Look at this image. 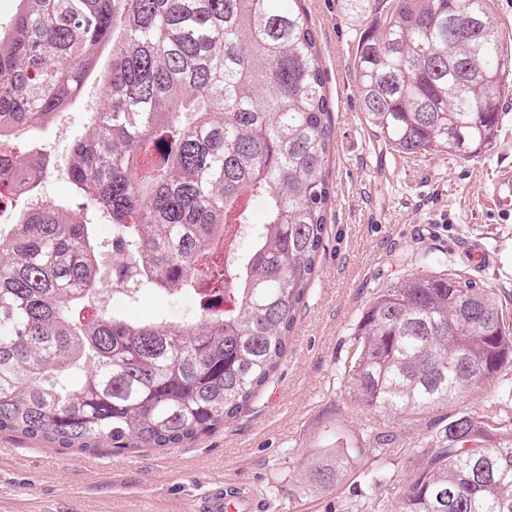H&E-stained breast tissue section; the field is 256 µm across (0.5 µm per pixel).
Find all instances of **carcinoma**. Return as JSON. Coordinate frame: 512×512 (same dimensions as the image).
Here are the masks:
<instances>
[{"label": "carcinoma", "instance_id": "cac0c4a2", "mask_svg": "<svg viewBox=\"0 0 512 512\" xmlns=\"http://www.w3.org/2000/svg\"><path fill=\"white\" fill-rule=\"evenodd\" d=\"M0 35V144L52 122L106 50V100L65 167L89 213L30 203L47 173L27 155L0 183L26 200L0 238V432L97 453L178 448L237 417L288 351L323 248L330 103L302 0H19ZM357 43L364 119L408 155L473 158L495 142L512 46L495 0H392ZM265 220L237 265L234 225ZM137 288L197 300L188 320L136 321L99 292V222ZM347 370L358 405L394 418L446 408L512 362L494 289L414 274L381 290ZM372 448L336 430L307 462L332 490ZM393 512H512V425L448 417L405 471Z\"/></svg>", "mask_w": 512, "mask_h": 512}]
</instances>
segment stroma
<instances>
[{"label": "stroma", "mask_w": 512, "mask_h": 512, "mask_svg": "<svg viewBox=\"0 0 512 512\" xmlns=\"http://www.w3.org/2000/svg\"><path fill=\"white\" fill-rule=\"evenodd\" d=\"M304 7L332 109L333 193L324 249L287 354L245 412L180 448L90 455L0 432V512H192L212 485L237 482L252 487L263 512H391L406 462L435 440L450 415L512 419V399L499 394L501 384L512 383V364L453 406L395 419L358 406L346 378L362 313L380 289L413 273L444 265L494 288L512 325V217L487 193L497 171L512 166V95L500 103L497 142L479 156L394 152L364 120L354 67L359 37L380 29L379 9L360 12L348 0H304ZM104 95L102 81L90 78L68 110L67 138H58L52 123L32 130L50 161L41 185L48 200H70L68 149L87 131L88 104ZM475 242L491 256L480 271L468 264L466 247ZM121 306L141 319L179 321L189 312L174 291L144 290ZM339 427L364 447L371 427L394 439L319 493L305 479L307 457ZM375 476L387 481L385 492L372 486Z\"/></svg>", "instance_id": "obj_1"}]
</instances>
